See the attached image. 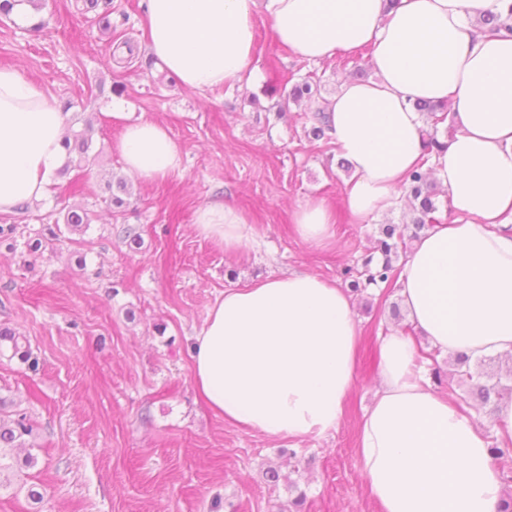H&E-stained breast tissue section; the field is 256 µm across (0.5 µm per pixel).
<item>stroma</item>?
Listing matches in <instances>:
<instances>
[{
    "mask_svg": "<svg viewBox=\"0 0 512 512\" xmlns=\"http://www.w3.org/2000/svg\"><path fill=\"white\" fill-rule=\"evenodd\" d=\"M107 2L108 30L87 22L75 0H42L25 20L0 17V67L37 81L56 103L71 102L70 131L94 125L83 192L71 193L64 175L40 203L0 214V225L14 227L12 247H0V328L26 336L39 360L33 372L0 355L6 412L25 411L36 427L13 468L0 472V512H380L360 472L357 429L375 387L378 338L398 321L397 287L355 299L363 329L357 386L326 436L270 438L224 422L198 399L190 356L224 289L289 271L348 287L345 268L361 267L382 225L407 223L401 205L356 223L333 142L307 137L310 102L285 99L308 76L324 97L343 78H373L367 53L298 59L261 13L253 73L199 92L155 66L142 0ZM124 41L133 55L118 64ZM120 112L165 125L183 149L181 171L150 183L126 176L112 148ZM121 177L128 192L113 216L103 188ZM311 198L336 219L333 240L321 247L303 242L292 223ZM213 202L242 212L259 247L227 251L200 236L195 214ZM69 208L90 211V226L52 237ZM128 225L140 233L139 247L126 241ZM36 238L42 247L33 253L27 243ZM419 358L440 372L437 392L478 411L481 422L492 419L493 406H479L459 385L447 357L423 349ZM30 451L37 463L28 468ZM270 465L296 482L303 505L285 486L268 487ZM32 488L42 501L29 498Z\"/></svg>",
    "mask_w": 512,
    "mask_h": 512,
    "instance_id": "1",
    "label": "stroma"
}]
</instances>
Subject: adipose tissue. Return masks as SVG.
I'll return each mask as SVG.
<instances>
[{
    "instance_id": "1",
    "label": "adipose tissue",
    "mask_w": 512,
    "mask_h": 512,
    "mask_svg": "<svg viewBox=\"0 0 512 512\" xmlns=\"http://www.w3.org/2000/svg\"><path fill=\"white\" fill-rule=\"evenodd\" d=\"M149 51L190 89L240 81L255 51L257 12L277 41L320 62L371 45L374 80L343 81L328 100V135L351 166L345 206L360 223L393 207L427 162L459 215L414 243L399 278L418 337L394 328L379 344L378 388L359 427V467L381 512H495L502 479L491 434L512 436V399L478 424L430 385L418 345L440 355L512 356V38L481 28L512 0H144ZM450 101L457 132L424 157L415 100ZM70 124L18 70L0 68V214L45 199L69 162ZM126 171L155 181L180 172L183 150L161 123L123 125ZM298 237L324 246L334 218L320 199L293 213ZM204 237L235 251L254 229L233 207L197 212ZM361 324L354 298L307 272L228 288L194 338L192 380L225 421L271 438L321 437L339 426L357 383Z\"/></svg>"
}]
</instances>
